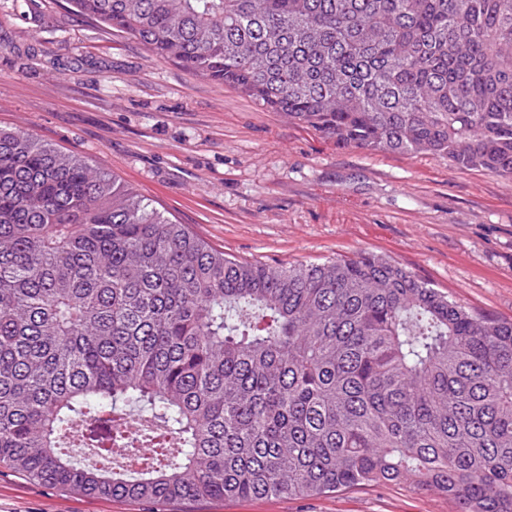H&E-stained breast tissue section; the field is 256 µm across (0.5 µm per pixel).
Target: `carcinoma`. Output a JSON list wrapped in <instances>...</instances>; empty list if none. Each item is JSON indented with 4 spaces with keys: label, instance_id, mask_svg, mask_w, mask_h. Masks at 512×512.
<instances>
[{
    "label": "carcinoma",
    "instance_id": "obj_1",
    "mask_svg": "<svg viewBox=\"0 0 512 512\" xmlns=\"http://www.w3.org/2000/svg\"><path fill=\"white\" fill-rule=\"evenodd\" d=\"M69 3L339 146L512 178V0ZM84 417V447L139 467L75 464ZM0 465L147 502L396 483L512 512V320L382 254L238 259L0 128Z\"/></svg>",
    "mask_w": 512,
    "mask_h": 512
}]
</instances>
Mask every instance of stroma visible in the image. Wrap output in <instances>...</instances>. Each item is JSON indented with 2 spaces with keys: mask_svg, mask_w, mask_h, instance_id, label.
I'll use <instances>...</instances> for the list:
<instances>
[{
  "mask_svg": "<svg viewBox=\"0 0 512 512\" xmlns=\"http://www.w3.org/2000/svg\"><path fill=\"white\" fill-rule=\"evenodd\" d=\"M0 127L76 154L225 253L277 266L382 253L512 319V179L337 146L153 58L67 0H0ZM402 485L304 499L91 498L0 468V512H451Z\"/></svg>",
  "mask_w": 512,
  "mask_h": 512,
  "instance_id": "1",
  "label": "stroma"
}]
</instances>
